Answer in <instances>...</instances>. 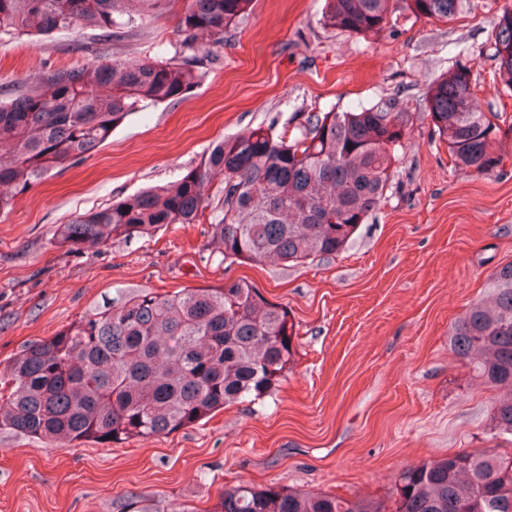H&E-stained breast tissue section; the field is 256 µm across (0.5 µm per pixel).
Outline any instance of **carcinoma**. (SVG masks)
Listing matches in <instances>:
<instances>
[{
    "label": "carcinoma",
    "instance_id": "carcinoma-1",
    "mask_svg": "<svg viewBox=\"0 0 512 512\" xmlns=\"http://www.w3.org/2000/svg\"><path fill=\"white\" fill-rule=\"evenodd\" d=\"M248 0H0V36L95 32L105 42L174 19L173 54L51 69L0 102V216L48 174L89 157L129 115L187 94L218 61ZM470 0H325L323 23L375 35L403 11L450 20ZM493 82L512 91V8L493 30ZM455 167L505 163L512 124L485 112L466 69L427 91ZM411 106L395 99L309 112L218 142L180 179L77 216L55 244L91 251L110 239L206 224L209 256L299 264L343 251L384 203ZM288 310L236 280L218 288H124L68 328L0 362V433L119 444L190 427L270 392L294 351ZM450 348L497 392L492 426L512 437V263L451 327ZM216 512H512V453L463 451L403 469L384 498L247 484L224 488Z\"/></svg>",
    "mask_w": 512,
    "mask_h": 512
}]
</instances>
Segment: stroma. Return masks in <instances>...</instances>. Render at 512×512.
<instances>
[{
	"label": "stroma",
	"mask_w": 512,
	"mask_h": 512,
	"mask_svg": "<svg viewBox=\"0 0 512 512\" xmlns=\"http://www.w3.org/2000/svg\"><path fill=\"white\" fill-rule=\"evenodd\" d=\"M506 3L471 0L447 22L406 13L364 38L325 28L323 0H250L199 86L129 116L88 159L17 198L0 221V361L119 289L228 279L287 308L294 357L271 394L147 441L61 447L0 434V512H213L237 483L379 497L402 468L464 449L512 451L491 434L492 388L448 347L454 320L512 262V140L503 167L470 175L417 108L386 203L345 251L296 266L211 261L200 224L93 253L53 242L74 217L180 178L217 140L387 97L417 106L452 69H469L483 111L512 118V96L490 81ZM172 26L161 19L106 44L91 32L0 36V100L52 68L156 56Z\"/></svg>",
	"instance_id": "obj_1"
}]
</instances>
